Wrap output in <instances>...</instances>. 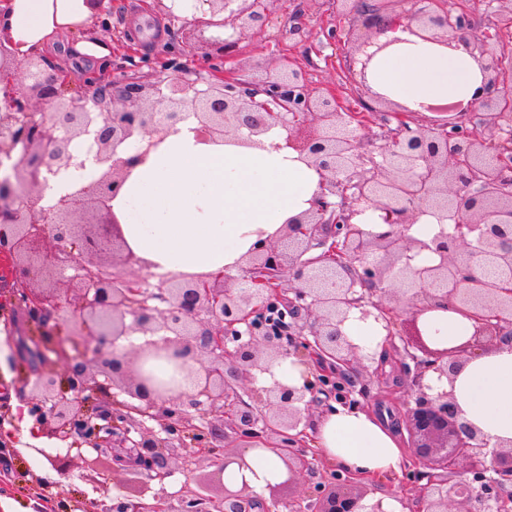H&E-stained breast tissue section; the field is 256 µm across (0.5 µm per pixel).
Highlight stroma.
Returning <instances> with one entry per match:
<instances>
[{"mask_svg":"<svg viewBox=\"0 0 512 512\" xmlns=\"http://www.w3.org/2000/svg\"><path fill=\"white\" fill-rule=\"evenodd\" d=\"M145 0H105L103 18L108 27L92 38L112 45L106 63L112 74L145 75L168 48L179 46L180 25L170 24L160 10H148ZM299 15L301 31L292 38L280 30L291 15ZM352 17L342 14L337 0H281L264 31L248 33L240 40L227 69L242 78L259 76L272 59L291 61L303 67L317 91L333 90L345 104L356 107L364 92L348 82L344 72L347 45H329L333 28L350 29ZM380 375L364 373L357 385L360 404L375 414L392 412L406 397L407 385L396 375L401 358L388 352ZM27 370L10 359L8 375L0 374V428L10 427L12 440L0 443V504L6 512H105L117 501L135 502L141 485L125 472L114 469L110 457L90 447L69 449L67 443L39 442L22 445L9 396L20 393Z\"/></svg>","mask_w":512,"mask_h":512,"instance_id":"obj_1","label":"stroma"}]
</instances>
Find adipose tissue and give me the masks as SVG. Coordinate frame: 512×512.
Instances as JSON below:
<instances>
[{"label": "adipose tissue", "mask_w": 512, "mask_h": 512, "mask_svg": "<svg viewBox=\"0 0 512 512\" xmlns=\"http://www.w3.org/2000/svg\"><path fill=\"white\" fill-rule=\"evenodd\" d=\"M90 0H0V43L14 59L45 55L60 36L90 29ZM368 69L372 90L419 109L424 103L469 104L487 93L479 63L464 48H444L396 30ZM283 129L263 135L262 146L215 142L190 118L153 147L122 146L121 156L143 154L112 201L129 249L160 276L237 270L261 240L278 235L287 220L310 210L320 194L317 174L286 148ZM79 164L49 176L42 204L52 207L85 184L95 171L90 140L75 148ZM421 325L447 346L465 343L475 325L444 309L424 312ZM434 382L435 390L448 387ZM455 402L467 422L491 443L512 441V345H501L467 361L456 374ZM316 448L340 470L387 478L401 470L403 451L395 426L372 412L332 405L315 422ZM250 466L230 464L225 484L262 493L285 476L271 450H252Z\"/></svg>", "instance_id": "1"}]
</instances>
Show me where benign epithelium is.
Listing matches in <instances>:
<instances>
[{"label":"benign epithelium","mask_w":512,"mask_h":512,"mask_svg":"<svg viewBox=\"0 0 512 512\" xmlns=\"http://www.w3.org/2000/svg\"><path fill=\"white\" fill-rule=\"evenodd\" d=\"M280 0H195L219 21L193 24L197 40L233 55L248 31L265 28ZM399 7L380 15L367 0H339L341 11L363 17L364 36L332 29L331 44L351 50V80L369 90L367 69L390 42L378 36L402 28L423 41L461 45L481 66L489 92L477 103L423 104L424 112H459L464 119L425 128L415 112L373 93L376 106L358 112L334 91L319 94L300 69L278 64L258 80L231 74L211 79L207 88L172 63L161 60L151 76L115 77L104 88L93 78L70 94L41 64L31 63L20 87L0 105V162L11 174L0 179V257L7 262L12 297L23 308L40 341L66 364L65 382L43 370L23 382L51 394V406L37 403L40 434L48 439L91 445L101 454L134 448L137 464H113L133 475L163 482L171 473L169 451L192 434L196 448L181 458L185 475L196 457L215 455L214 441L231 429L252 440V449H270L284 462L287 477L267 485L275 491L314 470L308 458L307 395L346 402L351 376L369 371L376 353L354 344L342 331L351 309H362L387 331L384 343L415 362L403 426L410 438V478L426 512H512V445L491 444L464 420L453 393L433 392L430 372L453 382L472 357L512 343V285L483 277L486 266L512 275V80L503 67L499 33L477 25L474 13L448 8V0H394ZM494 27L512 26V0H494ZM377 112L396 128L381 139L363 133ZM212 140L232 134L248 145L280 126L285 147L319 177L321 193L313 208L285 224L274 240L246 255L241 275H185L159 278L114 272L116 257L138 261L112 212V199L129 176L133 160L118 149L133 136L148 145L189 117ZM91 136L97 176L63 197L52 209L39 206L38 188L73 165L75 142ZM371 207L388 229L366 230L353 219ZM454 220L453 232L429 241L412 238L407 227L426 214ZM433 255L429 264H411L412 252ZM74 274L67 276V270ZM70 287L63 294L58 283ZM451 308L476 323L471 338L441 347L419 325L420 313ZM164 333L162 350L135 349L133 361L111 353L92 366L80 349L117 348L132 333ZM162 356L176 368L197 364L196 392L174 395L144 365ZM290 355L328 365L316 382L290 388L278 382L262 388L263 409L238 393L242 381L268 371ZM133 373L131 401L114 399L111 389ZM217 413L207 431L196 421ZM249 467L245 451L224 452L209 480H199L181 498L182 512H242L254 499L246 484H224V470ZM360 478L335 474L328 491L313 502L290 499L289 512H383L381 502L345 491ZM116 512H164L162 499L121 502Z\"/></svg>","instance_id":"obj_1"}]
</instances>
